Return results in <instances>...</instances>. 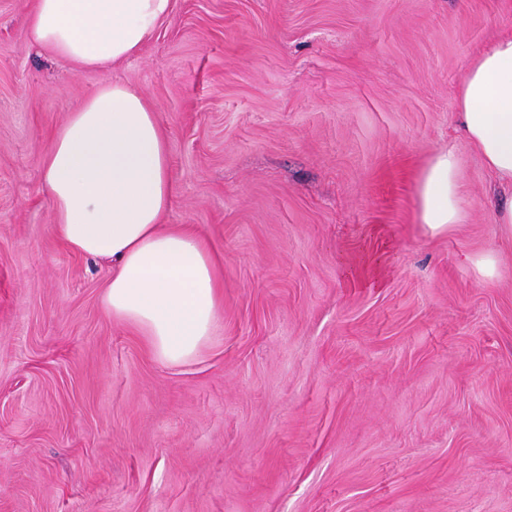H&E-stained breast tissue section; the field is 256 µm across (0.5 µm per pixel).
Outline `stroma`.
<instances>
[{
    "label": "stroma",
    "mask_w": 512,
    "mask_h": 512,
    "mask_svg": "<svg viewBox=\"0 0 512 512\" xmlns=\"http://www.w3.org/2000/svg\"><path fill=\"white\" fill-rule=\"evenodd\" d=\"M172 2L103 74L0 0V512H512V239L455 105L512 0ZM106 78L158 113L164 226L222 265L186 365L54 227L43 159ZM451 145L463 218L433 236L417 183Z\"/></svg>",
    "instance_id": "stroma-1"
}]
</instances>
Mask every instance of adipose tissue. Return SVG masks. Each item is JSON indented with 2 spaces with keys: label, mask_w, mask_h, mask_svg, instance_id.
I'll list each match as a JSON object with an SVG mask.
<instances>
[{
  "label": "adipose tissue",
  "mask_w": 512,
  "mask_h": 512,
  "mask_svg": "<svg viewBox=\"0 0 512 512\" xmlns=\"http://www.w3.org/2000/svg\"><path fill=\"white\" fill-rule=\"evenodd\" d=\"M171 3L35 0L28 38L76 69L105 73L140 51ZM455 99L463 139L498 185L512 189V32L474 58ZM43 169L64 245L112 263L104 291L109 315L136 327L159 363L196 359L213 336L224 285L193 229L161 226L174 187L164 131L146 97L103 81L54 132ZM458 180L452 148L423 170L419 220L431 233L460 223Z\"/></svg>",
  "instance_id": "adipose-tissue-1"
}]
</instances>
